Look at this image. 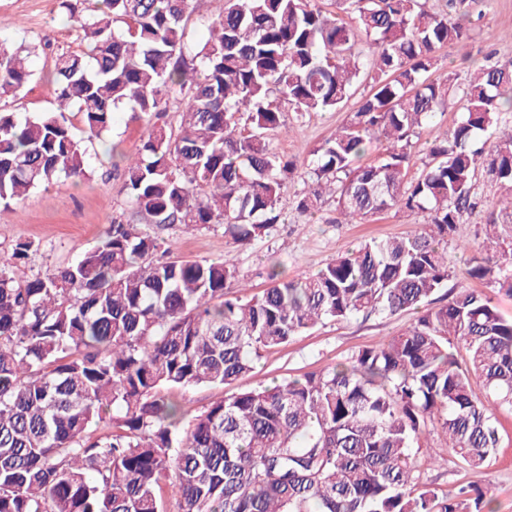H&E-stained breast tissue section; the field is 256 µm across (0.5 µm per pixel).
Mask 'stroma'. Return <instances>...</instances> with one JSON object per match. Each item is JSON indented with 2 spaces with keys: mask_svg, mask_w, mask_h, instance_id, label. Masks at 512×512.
Segmentation results:
<instances>
[{
  "mask_svg": "<svg viewBox=\"0 0 512 512\" xmlns=\"http://www.w3.org/2000/svg\"><path fill=\"white\" fill-rule=\"evenodd\" d=\"M481 16L470 31L469 55L441 49L431 78L445 75L464 82L484 61L494 55L497 61H512V45L504 35L512 32V0H477ZM44 45L45 50L33 56L30 65L32 81L17 97L0 99V108L33 116L54 110L56 103L47 81L53 70L55 53L79 51L84 47L80 33L71 21L64 0H0V44ZM371 79H364L342 110L310 112L303 117L286 113L289 133L278 135L274 150L297 164L281 201L284 223L265 239L244 246L227 241L220 224L187 233L181 226L163 231L171 246V259L177 261L229 260L238 271L248 293L257 294L267 288V272L278 265L283 277L297 279L317 272L337 255L358 245L406 236L427 224L424 211L392 209L359 224L336 221V204L325 200L315 214H300L294 209V198L304 189L306 170L314 159L313 152L345 123L352 111L371 91ZM456 105L435 118L419 131L409 159V174L417 176L427 158L430 146L447 139L458 119ZM146 132L144 123L131 120L129 112L118 109L113 114L112 130L104 138L87 145L91 173L80 183L61 181L40 189L27 198L12 203L9 212L0 215V256L10 254L14 244L28 240L33 244L29 259L17 275L29 279L49 269L74 261L101 238L112 220L129 219L132 206L122 189V171L115 168L113 150L124 155L135 154ZM485 208H477L464 223L457 225L448 243L454 259L449 287L466 285L478 292H490L487 281L468 277L467 269L482 262ZM414 319L412 313L394 316L374 314L357 316L341 322L328 321L300 336L288 345L263 351L253 373L234 383L218 388H194L179 392L178 397L192 411H200L211 402L234 393L287 377L321 372L337 362L350 358L359 349L398 334ZM500 443L488 468L467 469L449 451L448 439L434 431L415 456V469L420 481L443 496H455L461 485L472 483L493 490L497 512H512V408L495 410Z\"/></svg>",
  "mask_w": 512,
  "mask_h": 512,
  "instance_id": "1",
  "label": "stroma"
}]
</instances>
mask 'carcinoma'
Wrapping results in <instances>:
<instances>
[{
	"mask_svg": "<svg viewBox=\"0 0 512 512\" xmlns=\"http://www.w3.org/2000/svg\"><path fill=\"white\" fill-rule=\"evenodd\" d=\"M76 17L88 50L55 55L56 109L18 118L0 109V206L90 174L84 140L181 103L176 130L150 124L123 167L140 219L188 231L224 225L246 245L272 234L294 162L272 148L297 115L342 109L369 75L348 122L315 150L295 208L331 196L354 224L392 209L425 210L406 238L366 243L317 273L275 270L258 295L230 296L234 265L182 262L136 224L113 220L96 246L44 276L21 280L32 248L0 257V512H495L476 485L448 499L414 481V458L438 421L469 469L499 443L492 406H512V319L493 298L461 288L443 305L448 235L473 211L479 170L512 192V132L479 136L512 112V67L479 66L459 87L426 77L437 52L468 47V0H341L347 21L316 0H224L208 35L186 50L198 0H98ZM31 48L0 53V97L28 84ZM461 103L450 136L407 179L412 138L448 101ZM76 108L86 139L66 111ZM387 143L361 164L372 138ZM483 263L468 274L512 297V195L485 201ZM415 313L402 332L319 373L244 390L193 414L176 391L230 384L261 352L327 320ZM482 381L486 400L472 380ZM109 420L112 430L97 433Z\"/></svg>",
	"mask_w": 512,
	"mask_h": 512,
	"instance_id": "obj_1",
	"label": "carcinoma"
}]
</instances>
